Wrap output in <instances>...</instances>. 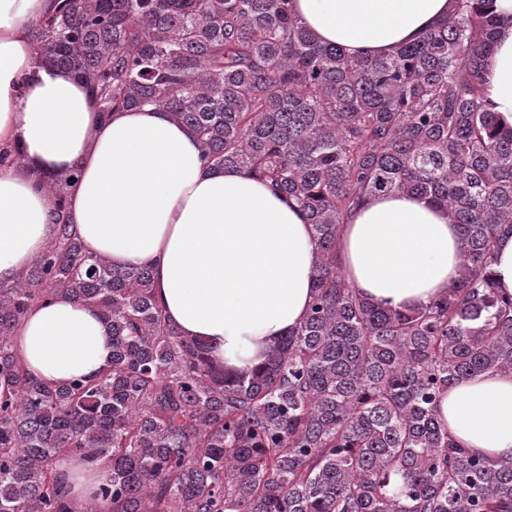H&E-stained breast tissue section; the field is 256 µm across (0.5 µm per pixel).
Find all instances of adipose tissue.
<instances>
[{"mask_svg": "<svg viewBox=\"0 0 512 512\" xmlns=\"http://www.w3.org/2000/svg\"><path fill=\"white\" fill-rule=\"evenodd\" d=\"M58 0H0V149L20 147L24 166L0 165V280L12 279L53 236L41 172H76L68 215L86 250L113 266L152 270L155 294L183 336L209 341L214 358L249 372L303 321L312 300L316 244L298 207L238 169L209 171L195 137L152 106L102 120L86 84L44 66L33 24ZM451 0H293L323 42L354 56L389 55L447 17ZM484 96L512 126V0ZM460 229L411 194L367 199L339 231L336 261L365 298L419 308L460 277ZM15 348L49 383L91 378L112 360V336L90 307L58 297L36 304ZM440 417L461 448L512 460V372L451 385Z\"/></svg>", "mask_w": 512, "mask_h": 512, "instance_id": "1", "label": "adipose tissue"}]
</instances>
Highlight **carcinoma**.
Listing matches in <instances>:
<instances>
[{
  "mask_svg": "<svg viewBox=\"0 0 512 512\" xmlns=\"http://www.w3.org/2000/svg\"><path fill=\"white\" fill-rule=\"evenodd\" d=\"M59 2L31 31L43 63L89 86L103 119L158 107L208 167L270 182L307 214L318 260L302 323L237 372L169 322L150 268L86 252L74 174L41 176L53 240L0 281V512H512V461L464 452L437 409L450 385L512 372V297L491 271L512 236V127L484 100L492 0H453L387 57L322 42L291 0ZM397 193L461 229L458 283L420 309L361 297L336 263L348 214ZM52 297L108 324L96 378L43 382L14 351ZM72 457L107 464L83 502Z\"/></svg>",
  "mask_w": 512,
  "mask_h": 512,
  "instance_id": "carcinoma-1",
  "label": "carcinoma"
}]
</instances>
